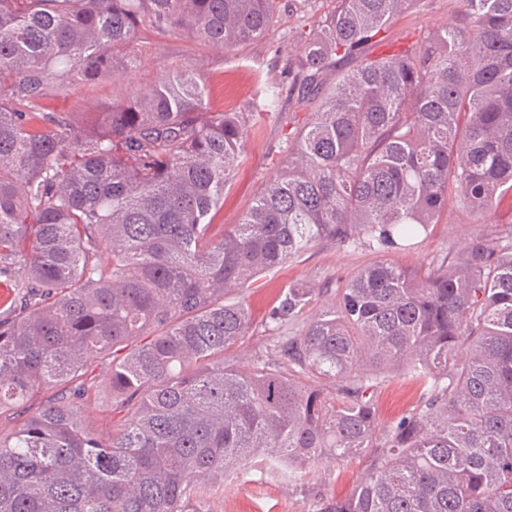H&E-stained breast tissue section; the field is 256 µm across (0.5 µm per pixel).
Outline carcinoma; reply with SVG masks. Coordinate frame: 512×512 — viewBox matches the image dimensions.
I'll return each instance as SVG.
<instances>
[{
	"mask_svg": "<svg viewBox=\"0 0 512 512\" xmlns=\"http://www.w3.org/2000/svg\"><path fill=\"white\" fill-rule=\"evenodd\" d=\"M278 2L0 0V512H211L244 463L361 456L317 512H512V233L424 274L377 260L281 361L224 357L250 328L228 296L260 274L322 240L400 250L450 189L476 213L512 192V0H464L422 54L373 58L416 0H334L288 59L311 118L227 227L247 113L209 111L191 67L88 115L22 109L132 68L122 49L147 29L234 51ZM314 294L288 287L269 322ZM395 369L431 390L382 430ZM102 383L122 413L106 441L85 410Z\"/></svg>",
	"mask_w": 512,
	"mask_h": 512,
	"instance_id": "obj_1",
	"label": "carcinoma"
}]
</instances>
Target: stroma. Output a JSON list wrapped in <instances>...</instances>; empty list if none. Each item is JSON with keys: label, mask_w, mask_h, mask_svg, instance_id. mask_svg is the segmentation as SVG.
<instances>
[{"label": "stroma", "mask_w": 512, "mask_h": 512, "mask_svg": "<svg viewBox=\"0 0 512 512\" xmlns=\"http://www.w3.org/2000/svg\"><path fill=\"white\" fill-rule=\"evenodd\" d=\"M332 0H282L280 16L262 38L235 52L202 42L193 35L159 34L144 31L130 52L136 58L133 70H115L94 82L77 86L67 96L44 100L43 108L57 112H96L113 95L132 83L159 80L182 66H192L205 82L211 111L252 113L247 126L238 169L216 223L234 224L252 204L260 189L282 173L288 160V139L311 116V110L287 91V63L295 54L299 34L308 24L329 13ZM460 0H416L415 5L394 20L379 43L370 45L369 56L390 54L407 47L422 51L426 40L448 22L461 18ZM280 87L281 109L267 112L265 94L256 77ZM512 231V194L500 198L485 215L464 207L457 197L448 199V215L430 225L411 248L379 252L368 239L338 243L324 240L295 255L286 265L266 272L243 292L252 327L228 353L233 362L249 365L267 358L281 336L297 334L305 324L298 317L288 327L276 331L265 319L278 296L289 285L315 288L309 313L333 307L336 292L345 287L366 265L385 258L420 272L456 260L477 234ZM427 388L423 381L404 372L387 376L378 387L375 404L380 425L398 422L421 404ZM366 462L346 463L325 460L295 476L270 472L256 466L239 468L224 480L214 497L213 512H315L320 498L344 496L363 476Z\"/></svg>", "instance_id": "35a3bbf8"}]
</instances>
